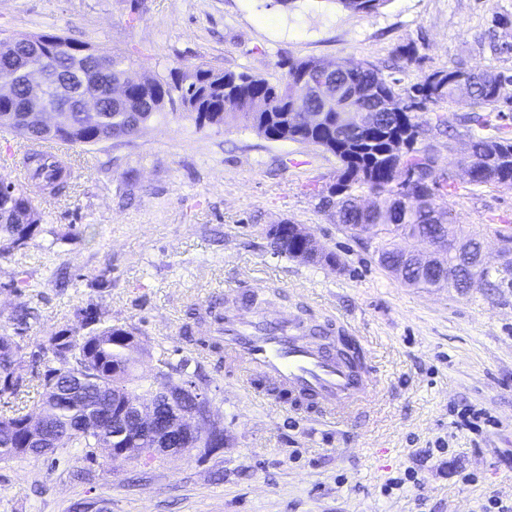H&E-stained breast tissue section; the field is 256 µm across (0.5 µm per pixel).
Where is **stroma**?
Instances as JSON below:
<instances>
[{"label":"stroma","instance_id":"1","mask_svg":"<svg viewBox=\"0 0 512 512\" xmlns=\"http://www.w3.org/2000/svg\"><path fill=\"white\" fill-rule=\"evenodd\" d=\"M41 32L124 53L137 76L204 61L274 83L286 57L367 63L402 89L456 64L512 73V0H389L370 15L337 0H0V34ZM469 109L461 98L422 114L419 142L444 165L458 154L437 116L461 142L495 134L460 126ZM59 154L75 170L67 191L37 193L40 229L0 260V332L42 339L65 326L81 336L79 311L95 306L104 324L139 329L142 380L183 362L202 378L224 446L145 466L102 452L88 464L81 448L0 463V512H72L90 498L105 512H482L491 496L512 504V288L401 284L374 242L322 207L339 162L313 145L240 124L201 129L169 111L131 140ZM457 182L445 203L476 231L498 228L486 249L497 266L501 238L512 235V186ZM284 221L340 266L274 253L267 230ZM242 290L360 337L381 372L366 415L339 426L268 411L226 364L199 355L196 339L216 328L210 304ZM24 305L32 315L21 326L13 315ZM468 409L484 414L476 427L461 424ZM407 471L411 481L391 486Z\"/></svg>","mask_w":512,"mask_h":512}]
</instances>
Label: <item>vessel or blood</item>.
<instances>
[{"label":"vessel or blood","mask_w":512,"mask_h":512,"mask_svg":"<svg viewBox=\"0 0 512 512\" xmlns=\"http://www.w3.org/2000/svg\"><path fill=\"white\" fill-rule=\"evenodd\" d=\"M220 341L237 379L270 409H307L340 423L363 413L380 385L373 359L333 351L305 321L251 301L225 308Z\"/></svg>","instance_id":"1"}]
</instances>
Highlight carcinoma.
<instances>
[{"mask_svg":"<svg viewBox=\"0 0 512 512\" xmlns=\"http://www.w3.org/2000/svg\"><path fill=\"white\" fill-rule=\"evenodd\" d=\"M388 0H338L346 10L373 14ZM77 42L57 33L17 35L0 39V66L21 70L25 59L38 50L48 60V78L53 83L73 79L74 46ZM318 64L313 58L284 60L282 79L273 84L246 71L217 69L199 64L169 74L150 73L130 86L124 99L111 89L128 85L131 59L111 52L106 70L86 75L76 88H92L100 107L93 112L72 110L60 116L54 127L34 120L39 105L18 86L13 98L0 101V126H6L29 142L56 140L63 145L95 146L102 135L115 140L137 136L162 112L180 109L189 113L199 127H224L242 122L257 135L273 141H294L319 146L341 163L336 184L323 204L333 207L346 228L357 224H380L376 253L393 268L395 249L387 236L420 238L444 226L448 237L457 240L456 220L440 204L457 192L454 173L441 165L429 146H416L422 126L419 112L459 96L470 100L472 112L463 117L469 126L492 127L494 137L473 136L466 143L459 163L471 173L470 184L482 187L512 182V125L498 108L501 89L512 83V74L491 69L476 70L455 65L435 71L410 86L396 91L370 65L342 59L334 64L336 91L320 95L302 81L301 70ZM359 112L375 113L373 126L363 129L356 121ZM23 164L31 186L50 187L60 195L70 173L55 156L26 150ZM27 223H17V216ZM42 214L23 185L0 180V259L7 258L17 241L29 238L39 227ZM304 243L298 233L286 234L279 254L299 258ZM401 280L420 288H437V280L418 268L399 269ZM491 288L512 287V264L483 273ZM142 340L134 327L104 326L94 315L93 327L83 336L62 328L46 340L28 345L0 334V462L25 457L54 455L66 448H126V459L147 461L148 449L165 448L164 439L149 429L119 442L112 441V421L128 403L155 407L179 422L194 412L210 410L208 398L190 379L169 371L155 374L141 400L135 393L134 354ZM38 396V414L19 400L22 394Z\"/></svg>","mask_w":512,"mask_h":512,"instance_id":"carcinoma-1","label":"carcinoma"}]
</instances>
